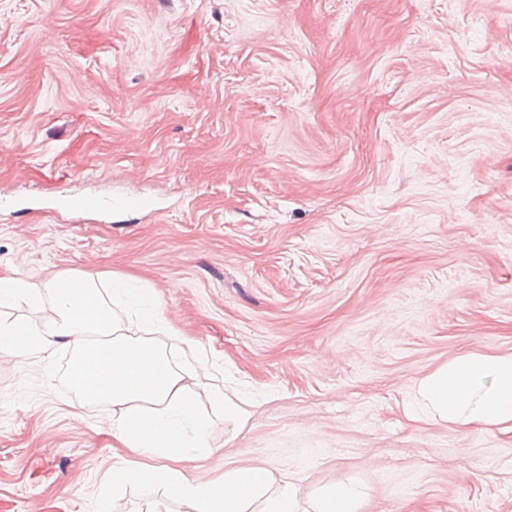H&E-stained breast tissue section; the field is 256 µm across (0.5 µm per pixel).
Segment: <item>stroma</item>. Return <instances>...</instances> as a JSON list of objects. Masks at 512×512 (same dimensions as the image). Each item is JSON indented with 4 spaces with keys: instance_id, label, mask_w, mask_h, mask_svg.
I'll use <instances>...</instances> for the list:
<instances>
[{
    "instance_id": "stroma-1",
    "label": "stroma",
    "mask_w": 512,
    "mask_h": 512,
    "mask_svg": "<svg viewBox=\"0 0 512 512\" xmlns=\"http://www.w3.org/2000/svg\"><path fill=\"white\" fill-rule=\"evenodd\" d=\"M91 192L160 211L49 210ZM69 271L147 284L251 394L179 470L512 512V432L414 404L512 352V0H0V276ZM70 358L0 352V512H150Z\"/></svg>"
}]
</instances>
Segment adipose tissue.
I'll return each mask as SVG.
<instances>
[{
	"label": "adipose tissue",
	"mask_w": 512,
	"mask_h": 512,
	"mask_svg": "<svg viewBox=\"0 0 512 512\" xmlns=\"http://www.w3.org/2000/svg\"><path fill=\"white\" fill-rule=\"evenodd\" d=\"M111 288L107 299L92 276L57 274L46 285L52 304L43 324L1 320L0 347L46 360L58 346L71 347V383L87 400L111 404L116 447L158 459L152 466H113V488L161 486L193 512H360L366 492L353 481L325 486L305 499L295 483L277 481L261 464L226 469L213 481L170 468V461H193L210 450V422L198 388L209 390L225 419L243 422L249 412L235 388L214 384L194 345L181 349V363L172 362L158 342L172 329L158 306L147 305L145 289L120 276ZM414 399L451 424L512 429V353L458 356L422 379Z\"/></svg>",
	"instance_id": "1"
}]
</instances>
